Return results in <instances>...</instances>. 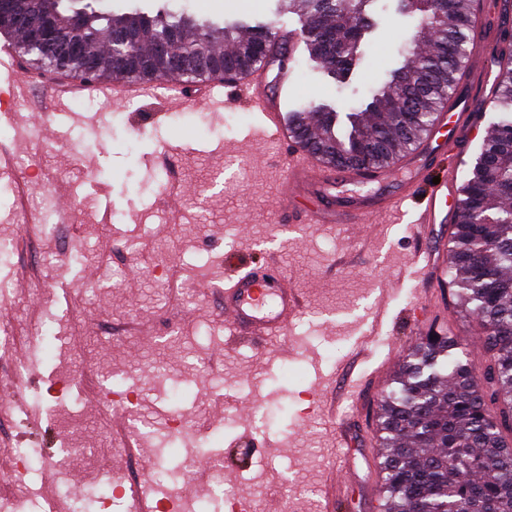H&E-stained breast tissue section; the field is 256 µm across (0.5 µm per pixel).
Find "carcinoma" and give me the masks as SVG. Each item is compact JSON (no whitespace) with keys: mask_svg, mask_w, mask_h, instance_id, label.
I'll use <instances>...</instances> for the list:
<instances>
[{"mask_svg":"<svg viewBox=\"0 0 512 512\" xmlns=\"http://www.w3.org/2000/svg\"><path fill=\"white\" fill-rule=\"evenodd\" d=\"M374 0H280L299 18L302 51L314 69L346 79L361 40L372 27ZM417 19L413 49L385 85L339 127L336 107L319 101L292 110L293 136L326 163L342 169L384 168L416 145L441 102L456 90L469 55L471 0H397ZM271 21L198 22L167 14L158 22L137 12L89 11L78 32L61 25L57 42L31 52L37 68L78 72L84 61L59 44L80 35L101 53L102 77L154 82L174 74L185 82L221 79L226 69L251 70L273 55ZM170 37L182 67L167 70L150 46ZM208 45L210 70L196 68ZM492 108L500 119L485 138L464 184L460 222L448 246L447 287L473 321L471 341L443 331L418 339L397 385L380 395L378 432L385 512H512V65L497 78ZM496 217L473 223L474 214ZM485 358L481 371L469 348ZM452 365L451 376L441 370Z\"/></svg>","mask_w":512,"mask_h":512,"instance_id":"cac0c4a2","label":"carcinoma"}]
</instances>
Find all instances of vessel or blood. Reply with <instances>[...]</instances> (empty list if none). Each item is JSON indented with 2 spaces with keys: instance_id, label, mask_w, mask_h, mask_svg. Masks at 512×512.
Instances as JSON below:
<instances>
[{
  "instance_id": "obj_1",
  "label": "vessel or blood",
  "mask_w": 512,
  "mask_h": 512,
  "mask_svg": "<svg viewBox=\"0 0 512 512\" xmlns=\"http://www.w3.org/2000/svg\"><path fill=\"white\" fill-rule=\"evenodd\" d=\"M502 40L498 30L476 22L466 76L459 92L441 108L434 127L399 160L396 168L379 169L363 176L355 170H338L320 164L315 156L294 142L288 131V108L292 92L287 77L273 83L269 93L251 94L255 75L237 74L231 83L212 81L205 93L223 91L224 87L247 93L253 108L259 109L263 130L288 150V165L279 206L284 224H375L381 216L412 208V221L421 234H429L440 224L459 221L461 188L457 172L444 168L447 155H464L471 143V133L490 103L496 85V70L501 61L497 48ZM89 93L105 102L124 100L126 96H156V84L132 85L117 90L102 82L73 85L59 83L55 97ZM379 183L372 194H343L339 187L363 179ZM224 330L229 336L259 340L285 338L288 326L301 311L300 297L274 261H266L243 273L226 277L218 289ZM352 460H344L325 492L326 512H337L341 500L351 489Z\"/></svg>"
}]
</instances>
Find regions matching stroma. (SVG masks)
<instances>
[{
    "mask_svg": "<svg viewBox=\"0 0 512 512\" xmlns=\"http://www.w3.org/2000/svg\"><path fill=\"white\" fill-rule=\"evenodd\" d=\"M277 0H102L115 14L185 12L224 22L264 17L294 29ZM374 31L348 83L329 81L297 56L295 99L334 101L340 113L378 90L409 50L416 21L395 0H374ZM16 111L0 112V150L15 163L0 173V322L11 324L22 359L37 366L22 388L0 394V479L11 498L0 512H56L58 480L36 467L18 472L14 448H43L97 488H146L149 463L163 456L171 422L190 420L197 447L239 455L244 421L258 427L272 457L245 472L223 467V483L252 512H322L329 473L347 454L329 415L359 416L366 438L354 461L367 493L363 512H381L376 400L399 377L419 336L439 329L468 336L472 322L445 288L422 283L415 267L424 243L447 252L449 235H416L406 212L379 224L292 228L277 223L287 154L257 135L245 98L223 111L166 93L108 104L74 99L56 120V139L39 131L34 107L56 73L21 62ZM29 185L25 207L17 183ZM70 209L54 235L24 223L46 203ZM273 258L300 296L291 342L227 336L214 292L226 276ZM116 278H108L106 268ZM83 281L91 294L74 289ZM194 289L193 298L182 295ZM364 355H357V348ZM144 378L128 393L123 374ZM148 420L127 427L128 412Z\"/></svg>",
    "mask_w": 512,
    "mask_h": 512,
    "instance_id": "1",
    "label": "stroma"
}]
</instances>
